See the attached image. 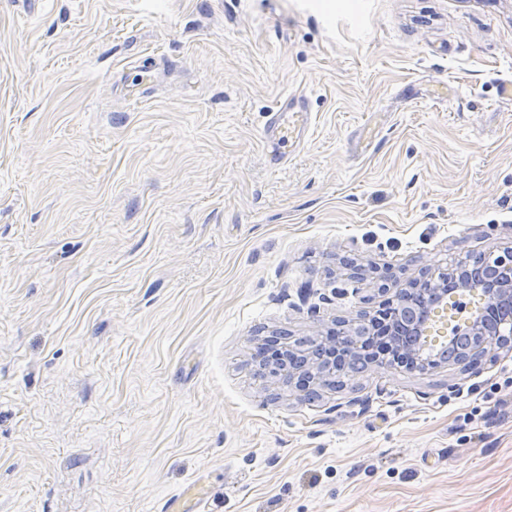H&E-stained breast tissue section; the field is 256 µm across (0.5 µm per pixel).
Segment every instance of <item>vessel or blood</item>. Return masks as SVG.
Masks as SVG:
<instances>
[{
  "instance_id": "obj_1",
  "label": "vessel or blood",
  "mask_w": 512,
  "mask_h": 512,
  "mask_svg": "<svg viewBox=\"0 0 512 512\" xmlns=\"http://www.w3.org/2000/svg\"><path fill=\"white\" fill-rule=\"evenodd\" d=\"M314 122L305 96L281 98L268 112L262 131L265 155L271 165L282 164L299 149Z\"/></svg>"
}]
</instances>
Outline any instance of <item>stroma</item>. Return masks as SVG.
<instances>
[{
	"label": "stroma",
	"mask_w": 512,
	"mask_h": 512,
	"mask_svg": "<svg viewBox=\"0 0 512 512\" xmlns=\"http://www.w3.org/2000/svg\"><path fill=\"white\" fill-rule=\"evenodd\" d=\"M507 81L512 0H0V512H512V351L254 363L512 246ZM313 123L314 116L305 96L291 95L281 98L267 112L262 131V142L269 163L278 166L299 149ZM286 340L288 339L281 336H273L269 340L268 349L274 352L271 357L272 364L269 366H272L274 375L282 376L285 381L288 380V385H294L298 391L303 392V395L317 388L335 386L334 369L331 365L319 367L311 355L301 349L293 348ZM292 354L305 357L298 364L290 363L289 358Z\"/></svg>",
	"instance_id": "35a3bbf8"
}]
</instances>
